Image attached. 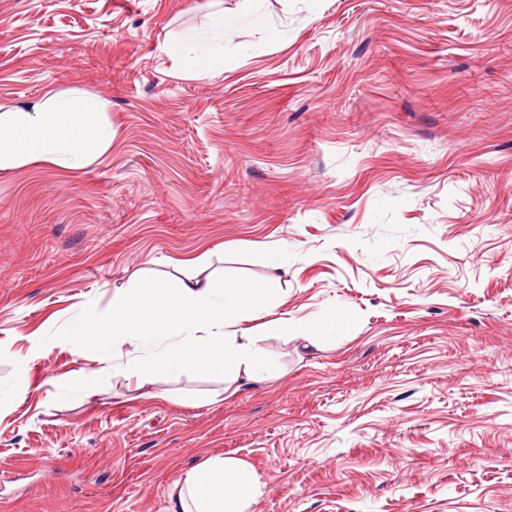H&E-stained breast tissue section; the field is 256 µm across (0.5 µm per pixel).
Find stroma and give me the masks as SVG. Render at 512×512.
<instances>
[{"mask_svg": "<svg viewBox=\"0 0 512 512\" xmlns=\"http://www.w3.org/2000/svg\"><path fill=\"white\" fill-rule=\"evenodd\" d=\"M187 31L220 70L165 52ZM66 89L112 141L0 172V512H166L218 454L251 512H512V0H0V111ZM191 275L270 288L272 376L69 344ZM336 319V310L327 311L318 315L312 322L304 326L305 336H302V338L312 345H318L323 338V336H321L322 329L326 326H335Z\"/></svg>", "mask_w": 512, "mask_h": 512, "instance_id": "obj_1", "label": "stroma"}]
</instances>
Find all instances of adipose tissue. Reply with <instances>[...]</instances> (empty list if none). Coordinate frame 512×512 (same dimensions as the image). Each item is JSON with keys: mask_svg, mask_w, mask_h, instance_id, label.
<instances>
[{"mask_svg": "<svg viewBox=\"0 0 512 512\" xmlns=\"http://www.w3.org/2000/svg\"><path fill=\"white\" fill-rule=\"evenodd\" d=\"M197 37L185 33L167 52L188 72L211 71L224 64L221 46L207 55L193 52ZM105 102L76 90L0 113V170L45 162L62 169L93 163L112 137L96 122L94 112ZM269 289L188 277L174 282L147 278L112 298L105 321L77 318L69 332L77 348L95 345L108 351L111 342L139 338L148 352L133 361L141 375L155 377L183 365L219 373L234 384L254 380L267 371L259 337L237 332L240 321L269 310ZM259 489L257 475L241 460L207 457L190 470L170 498L168 512H249Z\"/></svg>", "mask_w": 512, "mask_h": 512, "instance_id": "ef3b65f1", "label": "adipose tissue"}]
</instances>
